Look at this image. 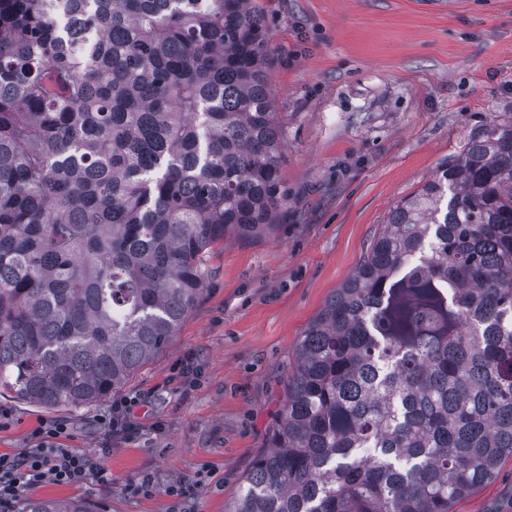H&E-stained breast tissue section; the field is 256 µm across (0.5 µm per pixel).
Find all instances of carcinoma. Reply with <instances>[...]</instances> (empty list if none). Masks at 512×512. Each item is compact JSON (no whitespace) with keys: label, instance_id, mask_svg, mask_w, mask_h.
Here are the masks:
<instances>
[{"label":"carcinoma","instance_id":"carcinoma-1","mask_svg":"<svg viewBox=\"0 0 512 512\" xmlns=\"http://www.w3.org/2000/svg\"><path fill=\"white\" fill-rule=\"evenodd\" d=\"M270 54L254 0H0L1 387L46 408L122 388L205 250L279 223ZM509 456L512 121L389 210L225 512H450Z\"/></svg>","mask_w":512,"mask_h":512}]
</instances>
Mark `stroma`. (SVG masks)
I'll return each mask as SVG.
<instances>
[{
    "mask_svg": "<svg viewBox=\"0 0 512 512\" xmlns=\"http://www.w3.org/2000/svg\"><path fill=\"white\" fill-rule=\"evenodd\" d=\"M270 31L274 109L285 131L283 217L205 251L206 286L176 334L114 398L45 408L0 396V454L45 418L93 458L82 485L25 486L15 505L67 499L95 512H224L285 396L311 319L353 274L389 209L512 118V0H258ZM192 357L196 384L171 379ZM135 431L105 440L113 399ZM150 486H143V478ZM451 512H512V458Z\"/></svg>",
    "mask_w": 512,
    "mask_h": 512,
    "instance_id": "obj_1",
    "label": "stroma"
}]
</instances>
